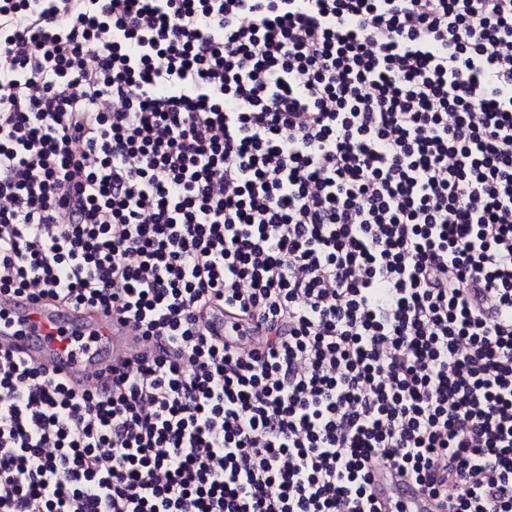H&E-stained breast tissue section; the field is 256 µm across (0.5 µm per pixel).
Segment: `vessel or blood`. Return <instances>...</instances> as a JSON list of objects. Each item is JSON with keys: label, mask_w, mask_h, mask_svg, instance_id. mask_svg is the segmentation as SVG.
Returning a JSON list of instances; mask_svg holds the SVG:
<instances>
[{"label": "vessel or blood", "mask_w": 512, "mask_h": 512, "mask_svg": "<svg viewBox=\"0 0 512 512\" xmlns=\"http://www.w3.org/2000/svg\"><path fill=\"white\" fill-rule=\"evenodd\" d=\"M133 325L109 314L60 312L45 300L0 297V347L61 370L85 387L96 385L101 365L141 346Z\"/></svg>", "instance_id": "b4317fda"}]
</instances>
